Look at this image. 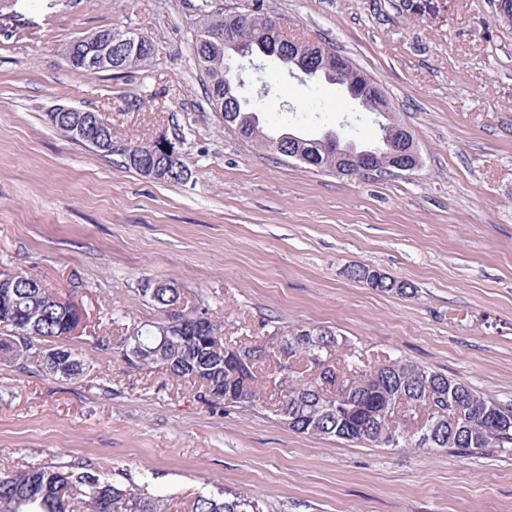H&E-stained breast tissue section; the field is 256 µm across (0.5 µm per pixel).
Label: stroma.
Masks as SVG:
<instances>
[{"mask_svg": "<svg viewBox=\"0 0 512 512\" xmlns=\"http://www.w3.org/2000/svg\"><path fill=\"white\" fill-rule=\"evenodd\" d=\"M218 7H259L333 44L385 90L421 167L349 179L226 135L191 50ZM115 26L151 37L154 54L126 71L70 67V43ZM242 78L270 131L378 136L336 86L270 60ZM59 104L99 112L123 141L179 140L190 179H147L65 137L45 120ZM356 264L415 292L354 281ZM21 270L73 291L87 326L70 346L88 372L0 362V473L90 461L173 512L204 488L262 512H512L511 452L299 434L93 341L116 316L155 321L141 287L170 281L233 338L325 325L366 359L400 356L512 402V28L491 0H16L0 11V273Z\"/></svg>", "mask_w": 512, "mask_h": 512, "instance_id": "obj_1", "label": "stroma"}]
</instances>
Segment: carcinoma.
<instances>
[{"instance_id":"1","label":"carcinoma","mask_w":512,"mask_h":512,"mask_svg":"<svg viewBox=\"0 0 512 512\" xmlns=\"http://www.w3.org/2000/svg\"><path fill=\"white\" fill-rule=\"evenodd\" d=\"M234 13L204 16L205 25L224 29ZM193 56L208 105L216 108L239 90L227 83L224 44L195 34ZM86 124L81 144L105 155L132 151L149 160L150 144L120 141L112 125L93 112H68L54 128L69 134L68 118ZM380 135L371 149H386L389 133L402 125L393 115L375 113ZM224 126L242 123L240 133L253 147L274 151L259 142L267 132L257 112L224 113ZM312 157L310 166L325 169L322 139L300 137ZM14 288H0V360L34 362L44 372L79 378L86 367L61 342L79 329L76 302L19 273ZM154 303L159 319L124 328L114 338L96 337L99 346L119 350L130 367L158 368L176 380L197 384L214 406L250 411L263 406L289 429L319 437H336L375 448L451 450L466 456L474 450L512 449V403L484 397L466 382L400 358L367 363L354 348L339 357L345 344L334 331L313 325L277 326L261 343L224 336L200 302L188 305L181 288H141ZM274 363L265 374L257 369ZM166 512V502L142 485L125 486L104 477L92 462L68 466L38 464L0 474V512ZM185 512H261L259 503L236 493H200Z\"/></svg>"}]
</instances>
